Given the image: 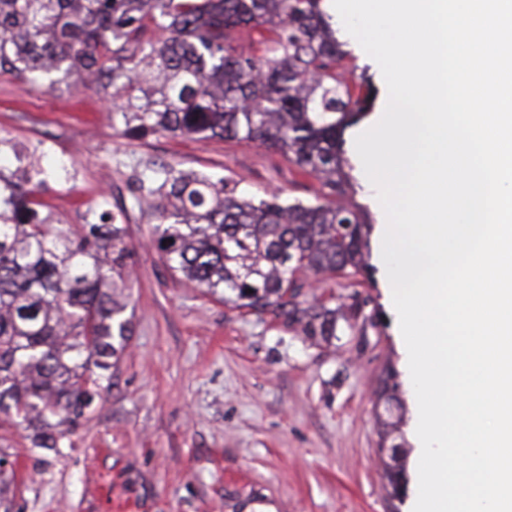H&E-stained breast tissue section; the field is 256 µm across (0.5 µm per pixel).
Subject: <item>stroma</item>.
<instances>
[{
	"mask_svg": "<svg viewBox=\"0 0 512 512\" xmlns=\"http://www.w3.org/2000/svg\"><path fill=\"white\" fill-rule=\"evenodd\" d=\"M347 60L377 89L372 112L348 140L381 118L388 91L358 42ZM112 102L69 76L28 86L0 74V136L39 145L38 198L55 223L78 229L106 209L123 218L132 251L126 311L133 331L102 400L69 431L60 453L31 448L0 413V454L23 477L14 512H412L420 442L406 347L376 254L358 284L336 278L337 302L359 292L370 323L316 346L271 318L224 306L173 275L153 246L156 220L134 205L140 179L168 165L309 199L313 178L256 142L158 134L132 140L112 127ZM398 374L411 452L406 490L383 474L375 387Z\"/></svg>",
	"mask_w": 512,
	"mask_h": 512,
	"instance_id": "1",
	"label": "stroma"
}]
</instances>
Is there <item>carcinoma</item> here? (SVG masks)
I'll return each mask as SVG.
<instances>
[{
  "mask_svg": "<svg viewBox=\"0 0 512 512\" xmlns=\"http://www.w3.org/2000/svg\"><path fill=\"white\" fill-rule=\"evenodd\" d=\"M322 2L0 0V73L52 85L78 73L117 103L112 125L124 136L258 142L314 177L312 203L256 200L230 180L167 165L140 190L164 200L155 246L173 273L329 345L356 326L358 295L338 304L329 290L310 302L303 288L310 274L366 269L370 224L354 202L344 133L374 88L342 66L349 53ZM36 189L0 171V413L26 425L32 447L58 453L132 334L130 249L118 215L96 212L77 235L41 214ZM396 388L388 367L375 390L382 448L401 418ZM403 457L387 463L395 492ZM16 479L0 456V512H11L4 490Z\"/></svg>",
  "mask_w": 512,
  "mask_h": 512,
  "instance_id": "carcinoma-1",
  "label": "carcinoma"
}]
</instances>
